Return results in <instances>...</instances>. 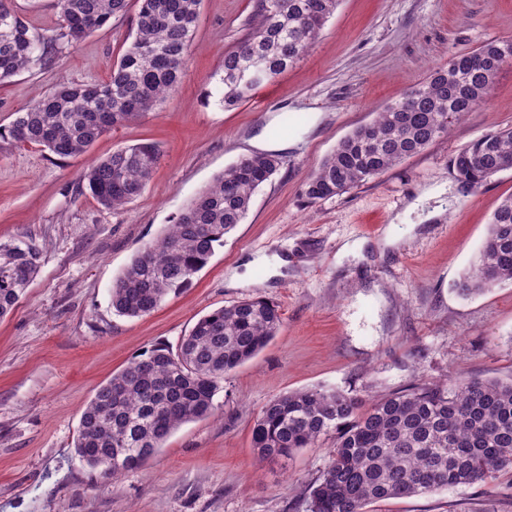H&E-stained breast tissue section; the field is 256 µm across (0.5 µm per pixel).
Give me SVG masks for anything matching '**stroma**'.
<instances>
[{"mask_svg":"<svg viewBox=\"0 0 512 512\" xmlns=\"http://www.w3.org/2000/svg\"><path fill=\"white\" fill-rule=\"evenodd\" d=\"M39 33L59 31L57 0H15ZM253 0H202L178 88L85 153L35 144L0 153V239L26 235L43 261L16 310L0 319V512H308L333 435L291 457L251 448L267 402L307 387L363 402L415 379L512 380V284L465 297L490 219L512 195V169L478 188L452 172L481 134L512 128V65L490 98L444 137L385 173L308 203L306 176L355 127L436 67L489 39L512 40V0H340L310 53L225 110V52L249 27ZM138 0L53 65L0 84V126L39 94L104 82L135 31ZM295 120L288 145L270 134ZM156 143L152 179L123 208L102 207L82 175L121 147ZM281 150L241 224L192 282L142 318L118 315L111 289L132 258L240 158ZM263 297L283 324L254 359L224 378L218 412L179 427L140 468L110 478L75 454L96 388L145 351L176 347L203 314ZM367 512H512V473L369 504Z\"/></svg>","mask_w":512,"mask_h":512,"instance_id":"35a3bbf8","label":"stroma"}]
</instances>
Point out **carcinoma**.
<instances>
[{"mask_svg":"<svg viewBox=\"0 0 512 512\" xmlns=\"http://www.w3.org/2000/svg\"><path fill=\"white\" fill-rule=\"evenodd\" d=\"M136 31L106 83H71L34 98L0 127L5 145L36 144L57 156L87 151L109 129L153 110L175 90L202 0H139ZM62 25L39 34L12 0H0V82L51 59L59 41H81L125 12L127 0H58ZM339 0H254L247 36L224 54L218 86L230 110L309 52ZM512 65V41L489 40L430 72L419 87L353 129L304 182L309 203L339 195L422 152L487 101ZM160 153L152 143L122 147L82 175L108 209L138 197ZM273 153L240 159L145 245L113 283L112 308L130 318L151 314L192 282L215 247L245 218L255 192L278 171ZM458 181L479 187L512 169V128L482 134L451 160ZM43 247L25 236L0 240V318L37 276ZM512 281V196L494 212L476 264L459 282L463 295ZM283 323L268 299L239 301L201 316L176 349L155 347L99 386L84 408L74 442L91 469L114 477L154 456L181 425L213 415L224 376L257 356ZM336 442L309 493L310 512H365L380 500L470 485L512 470V381L418 379L363 408L337 390L305 388L271 399L252 428L261 459L309 448L330 430Z\"/></svg>","mask_w":512,"mask_h":512,"instance_id":"obj_1","label":"carcinoma"}]
</instances>
